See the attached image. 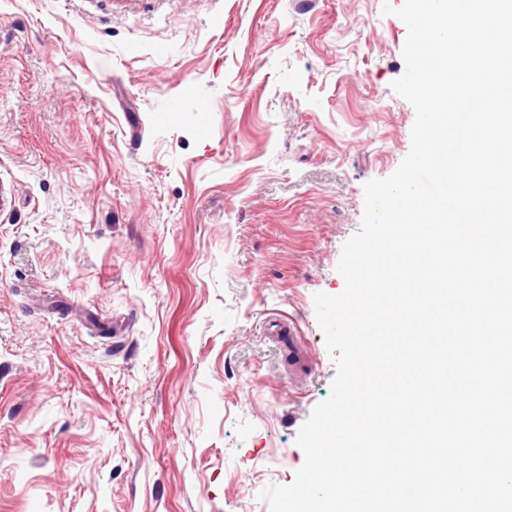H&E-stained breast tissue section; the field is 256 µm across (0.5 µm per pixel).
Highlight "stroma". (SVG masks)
<instances>
[{
  "label": "stroma",
  "mask_w": 512,
  "mask_h": 512,
  "mask_svg": "<svg viewBox=\"0 0 512 512\" xmlns=\"http://www.w3.org/2000/svg\"><path fill=\"white\" fill-rule=\"evenodd\" d=\"M386 3L0 0V512L293 481L336 372L313 296L411 146ZM268 333L277 343L288 344L289 365L303 364L307 360V352L297 336V327L288 319H273L268 323Z\"/></svg>",
  "instance_id": "35a3bbf8"
}]
</instances>
